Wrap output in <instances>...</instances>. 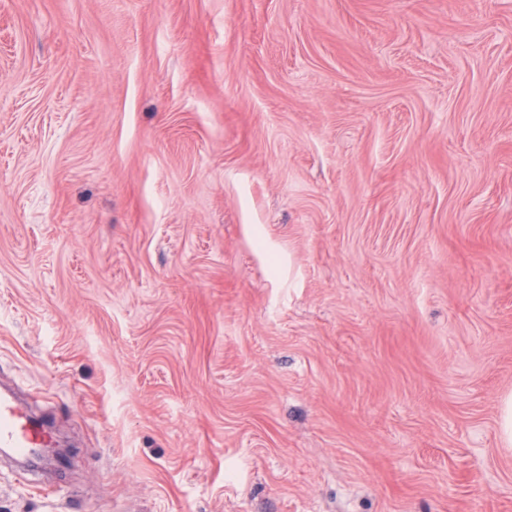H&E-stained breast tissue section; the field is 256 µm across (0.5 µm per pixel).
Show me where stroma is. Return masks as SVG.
Here are the masks:
<instances>
[{"label":"stroma","instance_id":"stroma-1","mask_svg":"<svg viewBox=\"0 0 512 512\" xmlns=\"http://www.w3.org/2000/svg\"><path fill=\"white\" fill-rule=\"evenodd\" d=\"M0 512H512V0H0ZM46 430L33 426L23 411L7 399H0V447L13 448L28 456L29 450L44 443Z\"/></svg>","mask_w":512,"mask_h":512}]
</instances>
